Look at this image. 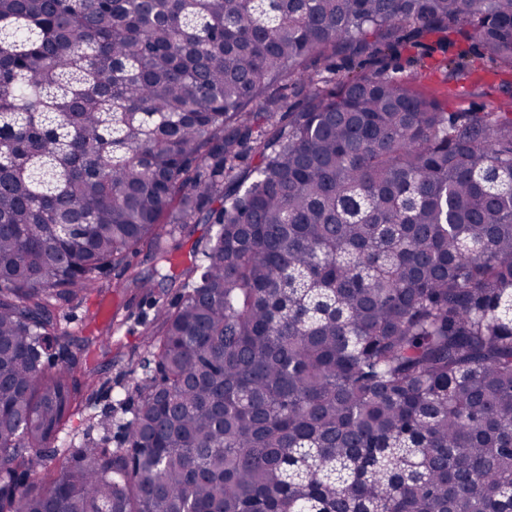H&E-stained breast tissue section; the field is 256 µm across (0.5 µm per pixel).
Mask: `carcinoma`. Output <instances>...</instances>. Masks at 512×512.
Segmentation results:
<instances>
[{"instance_id":"carcinoma-1","label":"carcinoma","mask_w":512,"mask_h":512,"mask_svg":"<svg viewBox=\"0 0 512 512\" xmlns=\"http://www.w3.org/2000/svg\"><path fill=\"white\" fill-rule=\"evenodd\" d=\"M450 33L512 72V0H0V512H512V113L390 67ZM142 251L178 300L60 447ZM208 224H192L188 231L176 234L169 242L176 252L188 255L195 248H202L207 238Z\"/></svg>"}]
</instances>
